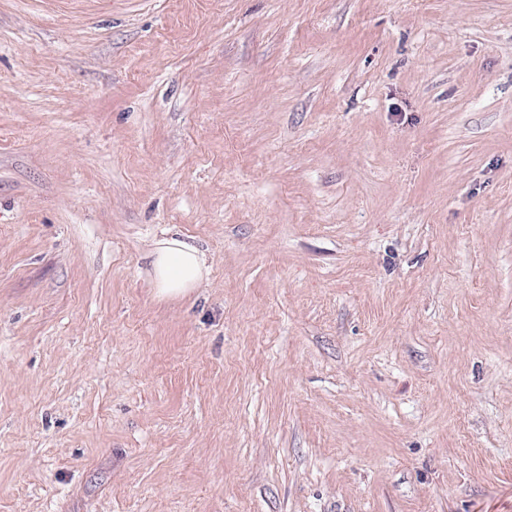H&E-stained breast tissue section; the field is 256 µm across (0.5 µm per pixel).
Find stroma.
Masks as SVG:
<instances>
[{"mask_svg": "<svg viewBox=\"0 0 512 512\" xmlns=\"http://www.w3.org/2000/svg\"><path fill=\"white\" fill-rule=\"evenodd\" d=\"M0 512H512V0H0ZM150 275L161 296H178L195 288L208 274L204 254L192 243L172 237L156 242Z\"/></svg>", "mask_w": 512, "mask_h": 512, "instance_id": "35a3bbf8", "label": "stroma"}]
</instances>
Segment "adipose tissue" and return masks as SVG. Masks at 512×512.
Here are the masks:
<instances>
[{"label":"adipose tissue","instance_id":"adipose-tissue-1","mask_svg":"<svg viewBox=\"0 0 512 512\" xmlns=\"http://www.w3.org/2000/svg\"><path fill=\"white\" fill-rule=\"evenodd\" d=\"M150 258L151 279L162 296L184 294L208 273L204 254L194 244L173 236L157 241Z\"/></svg>","mask_w":512,"mask_h":512}]
</instances>
